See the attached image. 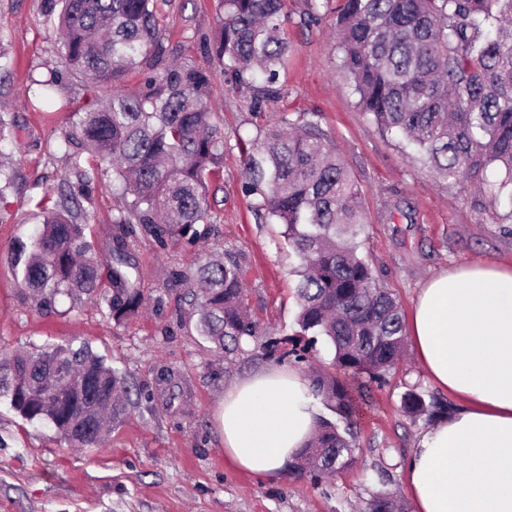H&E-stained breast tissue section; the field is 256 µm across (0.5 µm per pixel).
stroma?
<instances>
[{"mask_svg":"<svg viewBox=\"0 0 512 512\" xmlns=\"http://www.w3.org/2000/svg\"><path fill=\"white\" fill-rule=\"evenodd\" d=\"M159 37L167 59L211 67L207 102L223 125L224 163L208 183L212 222L196 243L158 245L139 236L131 262L145 295L143 309L127 321H108L91 299H57L54 310L36 306L10 261L13 246L39 226L63 180L73 179L74 153L59 147L76 117L40 112L33 76L61 66L58 41L43 15V0H0V110L16 138L0 150L14 183L0 192V346L27 349L46 342L88 344L125 375L128 415L103 447L73 448L51 425L25 420L0 398V512H358L379 491L392 492L412 512L402 466L424 419L401 408L411 387L436 392L413 347L384 380L369 383L356 432L352 467L321 481L254 478L224 459L218 411L225 390L250 373L281 365L312 378L332 372L333 351L318 339L307 359L264 355L254 343L227 358L198 336L187 283H171L176 270H192L201 253L241 257L245 301L264 338L299 334L298 259L282 227L256 218L242 192L244 156L237 138L262 139L273 115H315L363 194L368 224L361 253L381 285L411 313L434 275L484 261L512 263V224L498 223L497 203L469 187L448 185L406 154L400 139L380 132L361 112L340 72L332 32L335 15L326 0H288V66L282 93L253 111L250 89L210 63L202 38L218 28L216 0H156ZM318 11L319 22L308 20ZM111 172L96 180L81 205L92 216L87 231L106 247L112 230ZM170 368L179 387L170 399L156 381Z\"/></svg>","mask_w":512,"mask_h":512,"instance_id":"obj_1","label":"stroma"}]
</instances>
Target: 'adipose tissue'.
Wrapping results in <instances>:
<instances>
[{"label":"adipose tissue","instance_id":"obj_1","mask_svg":"<svg viewBox=\"0 0 512 512\" xmlns=\"http://www.w3.org/2000/svg\"><path fill=\"white\" fill-rule=\"evenodd\" d=\"M409 334L428 377L461 405L420 436L405 470L415 512H512V265H468L422 288ZM224 455L279 476L312 439L314 399L271 367L224 394Z\"/></svg>","mask_w":512,"mask_h":512}]
</instances>
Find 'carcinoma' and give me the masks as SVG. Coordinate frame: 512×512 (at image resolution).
Returning <instances> with one entry per match:
<instances>
[{"mask_svg": "<svg viewBox=\"0 0 512 512\" xmlns=\"http://www.w3.org/2000/svg\"><path fill=\"white\" fill-rule=\"evenodd\" d=\"M218 6L220 27L203 42L252 89L259 111L280 94L276 80L288 64V0ZM155 13L154 0H44V16L57 18L65 60V69L36 81L45 102L71 108L57 98L68 73L116 86L145 61L160 67L141 92L117 89L96 107L74 111L78 120L64 145L77 142L89 153L87 165L74 161L78 191H90L98 172L110 168L121 206L112 215L106 264L72 194L43 211L41 228L13 261L46 310L59 295H87L116 323L136 314L144 301L129 262L137 233L163 246L176 236L194 241L199 225L211 223L206 180L224 161V127L207 105L211 72L166 62ZM335 49L371 123L403 140L439 179L472 184L505 203L497 220L512 223V0H339ZM244 153L243 190L252 210L284 227L299 258L301 336L286 355L301 357L318 336L334 349L336 374L315 379L312 391L336 420L321 419L290 474L331 475L355 460L362 378L381 381L401 360L403 313L360 253L368 224L361 192L314 117L281 115ZM242 275V261L230 254L201 257L192 271L174 274L192 281L196 332L227 356L259 335ZM124 389V376L85 344L0 350V395L23 418L51 423L76 448L99 447L106 423L124 420ZM401 406L428 420L448 412V404L416 388L403 394ZM365 512H400V505L381 491Z\"/></svg>", "mask_w": 512, "mask_h": 512, "instance_id": "obj_1", "label": "carcinoma"}]
</instances>
